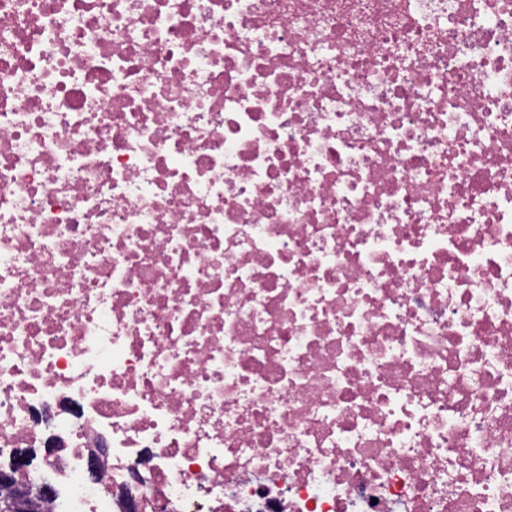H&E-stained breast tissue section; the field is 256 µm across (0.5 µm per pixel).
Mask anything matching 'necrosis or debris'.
<instances>
[{
	"instance_id": "obj_1",
	"label": "necrosis or debris",
	"mask_w": 512,
	"mask_h": 512,
	"mask_svg": "<svg viewBox=\"0 0 512 512\" xmlns=\"http://www.w3.org/2000/svg\"><path fill=\"white\" fill-rule=\"evenodd\" d=\"M18 448L52 512H512V0H0ZM108 453L105 448H91L87 462L88 481L92 484L99 483L105 476V462Z\"/></svg>"
}]
</instances>
